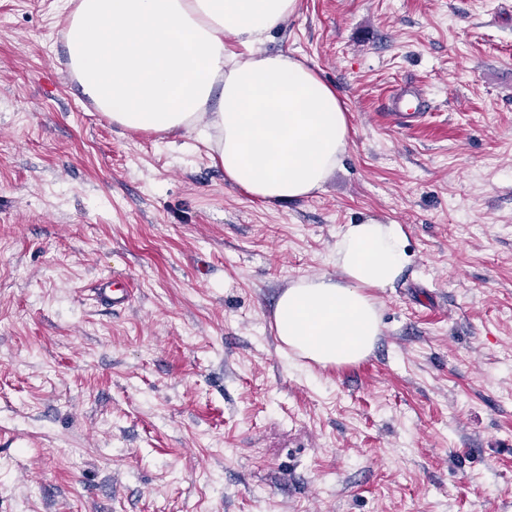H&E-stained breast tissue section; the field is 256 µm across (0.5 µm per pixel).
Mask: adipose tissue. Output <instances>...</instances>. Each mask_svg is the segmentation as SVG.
I'll return each instance as SVG.
<instances>
[{
    "instance_id": "1",
    "label": "adipose tissue",
    "mask_w": 512,
    "mask_h": 512,
    "mask_svg": "<svg viewBox=\"0 0 512 512\" xmlns=\"http://www.w3.org/2000/svg\"><path fill=\"white\" fill-rule=\"evenodd\" d=\"M299 0H77L64 35L83 92L112 123L209 146L226 180L266 203L321 189L348 148L334 88L297 58L263 49ZM338 278L285 289L274 329L320 365L355 363L381 334L370 291L400 276V225L367 217L339 233Z\"/></svg>"
}]
</instances>
